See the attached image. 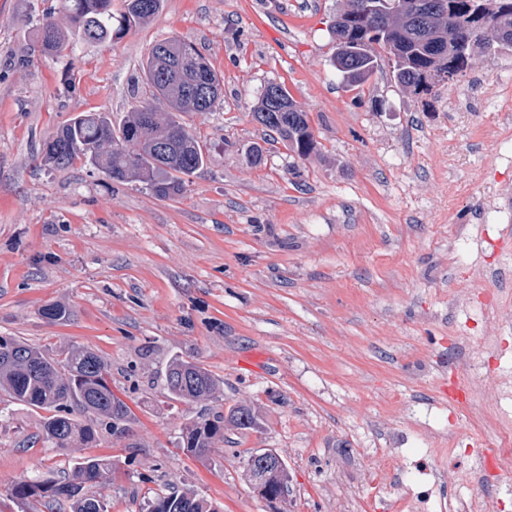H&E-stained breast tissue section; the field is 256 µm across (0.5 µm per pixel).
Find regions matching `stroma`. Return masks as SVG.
<instances>
[{
    "label": "stroma",
    "mask_w": 512,
    "mask_h": 512,
    "mask_svg": "<svg viewBox=\"0 0 512 512\" xmlns=\"http://www.w3.org/2000/svg\"><path fill=\"white\" fill-rule=\"evenodd\" d=\"M57 0H0V336L58 356L73 345L106 361L129 408L121 430L97 422L84 455L112 461L109 512H141L165 485L189 488L217 512H270L247 483L243 450L271 448L288 466L281 512H402V450L417 495L430 473L465 482L487 512H512V479L487 485L467 447L493 445L498 385L486 375L472 405L442 404L448 358L494 336L492 366L512 365V327L458 308L459 290L496 292L512 307V262L480 279L482 235L512 243V52L475 54L465 77L435 97L398 86L381 65L360 88L332 65L330 24L343 0H164L123 38L33 53L38 18ZM193 44L224 78L220 104L185 121L208 163L179 195L118 183L84 161L41 162L57 129L82 112L120 120L142 93L139 65L159 40ZM270 82L307 113L316 149L298 158L269 141L251 109ZM263 149L249 163L253 145ZM469 229L448 260L454 227ZM65 305L52 323L45 305ZM180 356L221 383L215 400L168 397ZM238 404L261 427L225 430L200 463L178 446L183 425ZM42 417L0 398V512H19L13 481L61 475L68 452L33 441ZM460 450L437 448L441 432Z\"/></svg>",
    "instance_id": "obj_1"
}]
</instances>
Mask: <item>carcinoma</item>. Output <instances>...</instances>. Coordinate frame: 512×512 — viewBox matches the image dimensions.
<instances>
[{"mask_svg": "<svg viewBox=\"0 0 512 512\" xmlns=\"http://www.w3.org/2000/svg\"><path fill=\"white\" fill-rule=\"evenodd\" d=\"M42 14L35 29L33 51L57 57L77 41L101 43L122 38L129 30L156 16L163 0H123L112 13V0H58ZM378 5L373 18L353 17L334 28L333 65L351 87L364 84L386 57L397 85L416 95H430L423 75L436 69L444 83L466 76L476 53L512 50V0L475 29L469 16L479 0H368ZM140 70L144 92L119 123L108 112H82L58 129L43 148V162L57 170L77 160L102 169L113 181L136 180L161 198L182 191L184 177L207 165L204 145L183 122L189 112H210L220 103L223 78L190 44L177 37L157 42ZM272 141L283 143L299 158L316 148L307 113L286 87L268 83L251 112ZM167 393L185 403L215 398L219 380L202 364L180 356L166 369ZM0 393L33 409L44 410L39 437L54 448L73 449L95 439V431L72 418L70 409L111 421H122L128 407L114 397L103 358L84 346H71L60 360H51L24 341L0 336ZM250 431L257 427L256 409L247 404L227 414L200 415L182 429L180 448L205 462L224 441V429ZM112 481V462L100 456H80L63 478L44 476L16 481L11 498L38 510L53 502L68 512H106L95 489ZM146 512H211V505L189 490L172 488L145 500Z\"/></svg>", "mask_w": 512, "mask_h": 512, "instance_id": "carcinoma-1", "label": "carcinoma"}]
</instances>
